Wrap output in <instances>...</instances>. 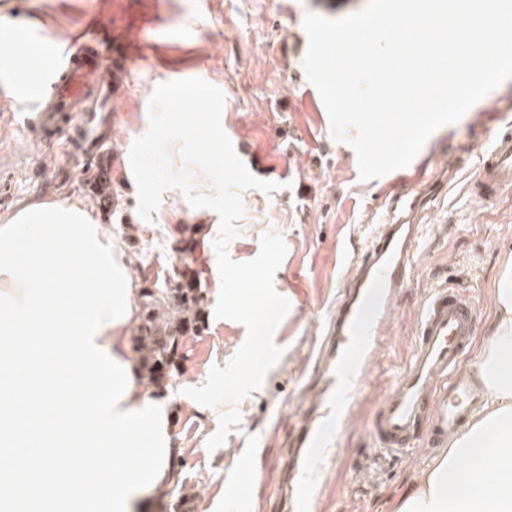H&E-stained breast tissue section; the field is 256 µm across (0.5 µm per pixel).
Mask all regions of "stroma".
Segmentation results:
<instances>
[{
    "label": "stroma",
    "mask_w": 512,
    "mask_h": 512,
    "mask_svg": "<svg viewBox=\"0 0 512 512\" xmlns=\"http://www.w3.org/2000/svg\"><path fill=\"white\" fill-rule=\"evenodd\" d=\"M10 18L39 15L42 34L70 48L96 0H12ZM368 0H112L104 48L124 38L140 41L146 59L122 75L117 118L103 161H79L63 147L32 143L21 113L35 101L17 102L0 91V152L15 156L10 188L0 193V213L25 199L79 198L106 219L133 262L141 290L165 288L195 272L201 295L197 328L183 336L175 365L160 388L173 395V437L180 449L177 481L161 494L156 512H235L246 499L253 512H290L285 492L303 482L308 512H394L438 451L420 445L394 462L377 456L370 422L382 396L411 353L422 303L436 288L454 286L477 305V339L490 324L494 274L512 253V188L491 203L468 196L476 167L458 164L455 149L474 157L489 147V133H512V82L476 111L443 126L406 167L375 180L359 178L357 157L332 135L327 111L302 63L308 47L307 12L338 19L363 10ZM200 78L225 95L222 126L234 150L258 179L279 183L272 195L243 191L245 214L228 244L230 258H255L261 238L280 234L287 253L274 277L290 309L274 334L280 360L262 386L239 403L241 420L215 450L206 443L218 429L215 409L186 396L202 386L212 366L225 365L246 338L245 328L214 316L220 286L214 240L217 215L191 207L181 191H164L151 220L137 210L128 165L132 141L147 133L149 101L157 85ZM433 184L437 197L420 219L412 279L383 328L368 375L348 420L336 430L337 448H297L302 421L320 409L322 375L317 357L336 297L349 276L347 256L357 255L379 225L388 223L397 197ZM314 469H305L306 460Z\"/></svg>",
    "instance_id": "stroma-1"
}]
</instances>
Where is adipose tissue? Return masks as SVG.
<instances>
[{"instance_id": "ef3b65f1", "label": "adipose tissue", "mask_w": 512, "mask_h": 512, "mask_svg": "<svg viewBox=\"0 0 512 512\" xmlns=\"http://www.w3.org/2000/svg\"><path fill=\"white\" fill-rule=\"evenodd\" d=\"M36 17L0 22V88L25 101L40 92L44 79L20 80L27 59L39 55ZM494 310L489 335L473 363L485 404L455 434L398 501L395 512H512V261L502 262L493 281ZM132 320L108 327L93 338L111 357L128 364L132 386L116 408L127 412L146 401L171 403L164 390L147 384L130 344Z\"/></svg>"}]
</instances>
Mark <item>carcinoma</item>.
<instances>
[{
  "label": "carcinoma",
  "instance_id": "1",
  "mask_svg": "<svg viewBox=\"0 0 512 512\" xmlns=\"http://www.w3.org/2000/svg\"><path fill=\"white\" fill-rule=\"evenodd\" d=\"M198 298L191 288L175 286L159 292L149 304V310L138 328L140 333L136 350L145 352V357L162 364L170 358L179 338L188 331L187 313H196ZM167 316L162 318L158 310Z\"/></svg>",
  "mask_w": 512,
  "mask_h": 512
}]
</instances>
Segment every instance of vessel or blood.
Instances as JSON below:
<instances>
[{
	"instance_id": "b4317fda",
	"label": "vessel or blood",
	"mask_w": 512,
	"mask_h": 512,
	"mask_svg": "<svg viewBox=\"0 0 512 512\" xmlns=\"http://www.w3.org/2000/svg\"><path fill=\"white\" fill-rule=\"evenodd\" d=\"M44 55L54 80L49 95L24 118L28 136L48 145L57 142L62 132H73L70 146L75 153L100 145L91 115L111 111L115 96L102 72L120 74L131 62L130 50L118 43L115 57L108 61L100 43L87 38L61 54L46 47ZM510 170L512 136H495L468 184L469 195L486 202L496 200L507 188L504 174ZM424 199V192H417L390 224L369 237L364 253L351 260L354 273L337 299L321 417L302 429L304 447H330L332 435L323 427V417L342 420L356 404L373 348L413 271L417 216ZM476 325L477 308L466 292L439 288L426 298L408 364L379 402L372 421L371 440L383 456L405 457L420 441L436 446L466 427L473 407L482 399L470 376L460 369Z\"/></svg>"
}]
</instances>
